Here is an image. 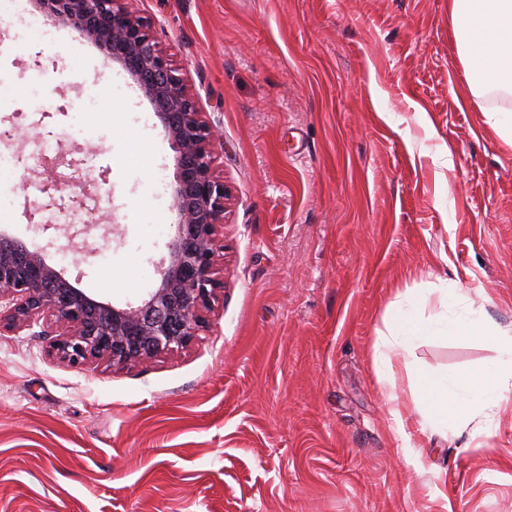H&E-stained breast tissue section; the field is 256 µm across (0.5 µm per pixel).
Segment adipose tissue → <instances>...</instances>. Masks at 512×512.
<instances>
[{
	"instance_id": "1",
	"label": "adipose tissue",
	"mask_w": 512,
	"mask_h": 512,
	"mask_svg": "<svg viewBox=\"0 0 512 512\" xmlns=\"http://www.w3.org/2000/svg\"><path fill=\"white\" fill-rule=\"evenodd\" d=\"M448 15L469 94L480 97L497 91L511 96L512 0H449ZM386 328L376 356L382 378L393 377L394 366L404 359L411 340L431 333L429 326L402 310L391 313ZM441 331L448 336L479 339L508 356L497 368L463 369L451 376L421 378V412L438 424L460 427L493 411L512 390V331L478 317L447 322Z\"/></svg>"
}]
</instances>
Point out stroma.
I'll use <instances>...</instances> for the list:
<instances>
[{"label": "stroma", "mask_w": 512, "mask_h": 512, "mask_svg": "<svg viewBox=\"0 0 512 512\" xmlns=\"http://www.w3.org/2000/svg\"><path fill=\"white\" fill-rule=\"evenodd\" d=\"M126 4L223 132L224 291L187 350L125 369L48 355L39 323L0 332V512H512V402L407 440L387 404L421 421L419 374L499 352L422 336L395 383L374 365L405 291L425 320L512 329V145L484 115L512 98L466 95L448 0ZM50 31L0 19V75L41 83L0 110L14 167L0 232L41 246L78 213L76 260L48 263L135 303L164 253L151 227L174 220L175 151L119 65ZM88 107L92 137L70 138ZM57 142L70 151L51 183L32 157ZM89 214L109 239L84 231Z\"/></svg>", "instance_id": "35a3bbf8"}]
</instances>
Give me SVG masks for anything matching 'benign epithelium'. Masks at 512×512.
I'll return each mask as SVG.
<instances>
[{
  "label": "benign epithelium",
  "mask_w": 512,
  "mask_h": 512,
  "mask_svg": "<svg viewBox=\"0 0 512 512\" xmlns=\"http://www.w3.org/2000/svg\"><path fill=\"white\" fill-rule=\"evenodd\" d=\"M121 0H36L46 17L71 26L121 66L149 100L176 148L171 187L176 221L158 266V284L137 304L99 300L47 262L46 251L0 233V328L13 330L45 318L49 349L76 366L114 369L187 349L208 328L207 312L224 288L221 228L228 190L212 167L217 129L192 98L148 25Z\"/></svg>",
  "instance_id": "benign-epithelium-1"
}]
</instances>
